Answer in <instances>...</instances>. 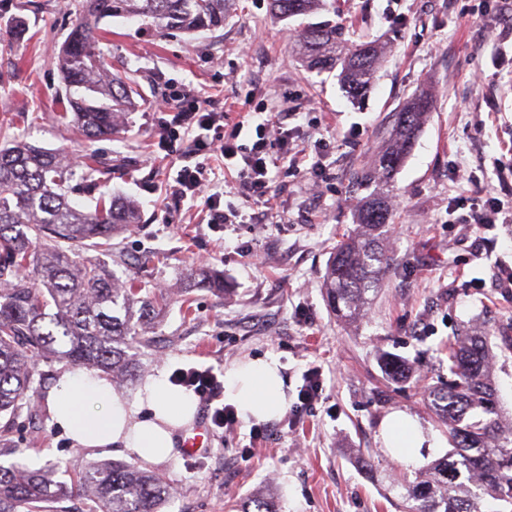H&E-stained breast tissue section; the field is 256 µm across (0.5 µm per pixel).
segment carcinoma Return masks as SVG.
Segmentation results:
<instances>
[{
  "label": "carcinoma",
  "instance_id": "cac0c4a2",
  "mask_svg": "<svg viewBox=\"0 0 512 512\" xmlns=\"http://www.w3.org/2000/svg\"><path fill=\"white\" fill-rule=\"evenodd\" d=\"M232 0H82L81 17L57 54L65 81L58 117L71 120L93 140L117 132L138 107L137 82L112 71L99 48L104 18H138L159 32L194 33L224 26ZM321 0H269L270 11L286 20L319 9ZM343 24L326 20L296 31L292 49L311 69L341 67L348 94L371 87L380 48L362 43L342 50ZM432 100L424 91L397 113L375 164L355 174L366 183H387L410 152ZM82 169L73 185L76 168ZM101 161L89 153L75 165L61 153L26 143L0 148V413L9 424L40 407L36 375L45 359L102 368L114 378L130 372L127 349L143 343L148 318L166 304L158 292L142 296L135 282L116 281L95 259L74 245H107L112 234L139 223L130 201L99 196L92 208L70 201L77 188L94 191ZM391 217L388 193L376 190L358 209L360 234L336 245L324 288L336 316L363 318L389 266L384 252ZM446 388L428 398L446 428L452 450L434 461L421 479L392 485L401 512H512V425L500 412L487 338L472 334L448 345ZM56 464L28 469L0 464V512H45L78 491L90 494L93 512H162L173 498L157 474L130 464L91 460L72 482L55 479ZM241 512H280L275 497L260 491Z\"/></svg>",
  "mask_w": 512,
  "mask_h": 512
}]
</instances>
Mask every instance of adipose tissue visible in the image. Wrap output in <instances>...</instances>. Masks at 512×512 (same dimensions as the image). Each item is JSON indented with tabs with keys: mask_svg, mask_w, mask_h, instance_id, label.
Wrapping results in <instances>:
<instances>
[{
	"mask_svg": "<svg viewBox=\"0 0 512 512\" xmlns=\"http://www.w3.org/2000/svg\"><path fill=\"white\" fill-rule=\"evenodd\" d=\"M279 369L274 357L230 368L224 377L225 400L248 420L281 416L287 397ZM196 411L194 393L173 389L164 376L148 378L142 394L131 402L113 389L106 375L85 367L60 374L53 400L55 424L80 446H114L151 463L172 456L178 430L193 421ZM380 437L392 457L406 465L417 462L423 449L438 445L403 412L384 420Z\"/></svg>",
	"mask_w": 512,
	"mask_h": 512,
	"instance_id": "ef3b65f1",
	"label": "adipose tissue"
}]
</instances>
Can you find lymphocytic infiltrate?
Segmentation results:
<instances>
[{
	"label": "lymphocytic infiltrate",
	"instance_id": "f902f5d3",
	"mask_svg": "<svg viewBox=\"0 0 512 512\" xmlns=\"http://www.w3.org/2000/svg\"><path fill=\"white\" fill-rule=\"evenodd\" d=\"M175 115L160 136L164 147L181 146L182 165L174 179L173 191L179 198L196 197L207 180V167L201 157L218 153L228 160H237L238 181L236 193L244 207L269 204L270 138H277L284 146H291L292 131L286 124L271 118L261 119L255 127L252 144L240 143L243 122L230 121L227 113L209 109L206 97L191 92L173 96ZM175 384L194 390L200 401L210 410L216 428L232 426L237 421L235 411L221 405L224 383L211 369L179 368L172 374Z\"/></svg>",
	"mask_w": 512,
	"mask_h": 512
}]
</instances>
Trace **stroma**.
Listing matches in <instances>:
<instances>
[{
    "instance_id": "1",
    "label": "stroma",
    "mask_w": 512,
    "mask_h": 512,
    "mask_svg": "<svg viewBox=\"0 0 512 512\" xmlns=\"http://www.w3.org/2000/svg\"><path fill=\"white\" fill-rule=\"evenodd\" d=\"M25 19L24 38L0 42V120L26 113L24 124L0 129V143L20 138L74 159L95 153L112 161L105 193L134 200L141 221L120 230V256H95L121 280L142 277L164 288L169 301L152 319L149 345L129 355L135 377L116 390L135 397L151 375L179 367H208L217 375L236 364L278 357L288 410L277 420H238L211 429L206 450L177 452L149 463L114 448H81L52 422L50 395L66 370L41 364V411L9 430L38 468L60 464L71 481L91 459L116 460L159 474L175 492L166 512H240L260 490L278 497L281 512H397V480L417 470L384 448L385 418L403 411L435 436L424 463L442 457L448 436L425 392L448 381V339L487 336L500 407L512 418V290L500 287L512 271V224L461 223L454 206L494 196L512 199V0H325L322 10L279 21L268 0H236L223 27L194 34H161L130 18L104 19L100 47L114 68L134 71L138 108L109 138L84 140L57 118L64 81L56 55L79 17L78 0H0V24ZM336 20L346 45L375 41L383 56L361 100L344 91L338 71L308 70L292 51L294 30ZM188 90L240 120L260 106L295 113V142H324L322 174L272 169L274 206L259 224L203 223L206 196L241 206L222 160L203 196L177 198L171 185L178 153L159 134L173 118L156 103ZM434 109L392 182L386 247L391 264L358 322L336 319L324 278L336 243L353 234L367 189L351 174L385 145L394 115L418 91ZM153 257L141 271L144 257ZM199 268L224 279L223 294L189 287ZM405 361V379L389 378L383 356ZM321 373L320 399L302 415L293 405L303 375ZM366 454L375 468L356 461Z\"/></svg>"
}]
</instances>
